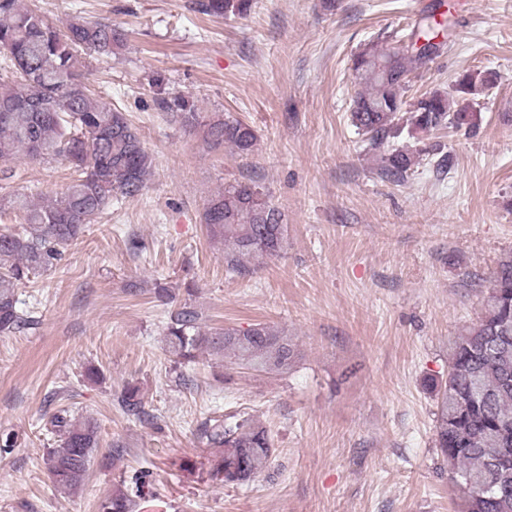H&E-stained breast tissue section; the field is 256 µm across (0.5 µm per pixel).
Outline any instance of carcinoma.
<instances>
[{
  "label": "carcinoma",
  "instance_id": "obj_1",
  "mask_svg": "<svg viewBox=\"0 0 512 512\" xmlns=\"http://www.w3.org/2000/svg\"><path fill=\"white\" fill-rule=\"evenodd\" d=\"M208 16L246 15L251 0H199ZM452 19H422L409 38L394 44L370 43L358 53L353 71L358 81L351 121L374 150L407 135L428 136L446 128H475L479 115L472 104L495 87L491 70L466 71L454 93L438 90L420 95L405 111L409 76L431 55L448 45ZM124 33L92 20H76L61 30L38 10L20 0H0V54L9 60L10 77L0 82V176H13L11 163L24 152L33 161L61 160L71 171L65 190L40 205L20 195L7 209L22 215L21 230L0 229V335L20 333L35 318L19 307L16 288L57 267L84 226L112 202L141 194L152 161L124 113L97 98L84 81L82 55L110 56L123 46ZM157 104L189 127L200 125V113L183 95L161 97ZM207 139L249 155L255 130L239 119L207 123ZM414 152L394 147L381 156V172L400 181L416 165ZM211 239L224 243V264L238 274L244 259L274 256L285 243L281 213L255 185L230 184L211 199L202 214ZM481 316L450 346L448 377L436 385L438 411L434 444L459 488V512H512V254L502 257L490 277ZM156 297L169 305L163 329L166 351L180 365L198 352L224 357V381L238 369L286 373L300 358L288 336L264 323L246 330L231 327L201 331L199 312L176 300L170 288ZM125 411L146 415L141 389L126 384L118 396ZM50 426L55 445L46 449L45 467L56 488L72 492L86 480L99 426L55 413ZM202 442L215 449L212 479L243 485L265 471L273 444L267 430L247 419L205 422ZM143 477L135 486L113 489L101 512H133L142 496Z\"/></svg>",
  "mask_w": 512,
  "mask_h": 512
}]
</instances>
